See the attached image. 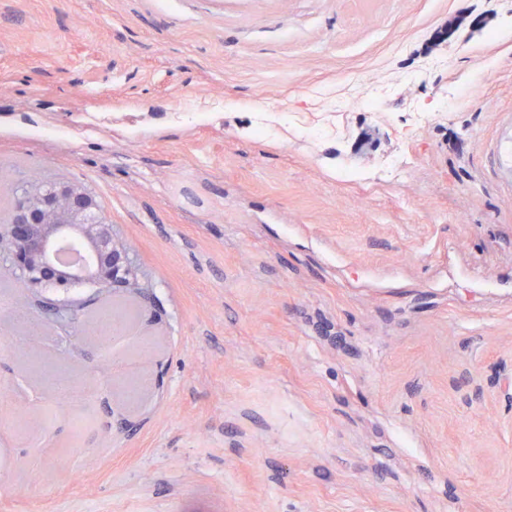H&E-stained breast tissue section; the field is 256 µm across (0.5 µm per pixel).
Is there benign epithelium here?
Returning <instances> with one entry per match:
<instances>
[{
    "mask_svg": "<svg viewBox=\"0 0 512 512\" xmlns=\"http://www.w3.org/2000/svg\"><path fill=\"white\" fill-rule=\"evenodd\" d=\"M0 260L37 293L88 285L150 297L154 283L81 183L36 182L0 222Z\"/></svg>",
    "mask_w": 512,
    "mask_h": 512,
    "instance_id": "benign-epithelium-1",
    "label": "benign epithelium"
}]
</instances>
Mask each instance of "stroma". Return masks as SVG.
Masks as SVG:
<instances>
[{
	"label": "stroma",
	"mask_w": 512,
	"mask_h": 512,
	"mask_svg": "<svg viewBox=\"0 0 512 512\" xmlns=\"http://www.w3.org/2000/svg\"><path fill=\"white\" fill-rule=\"evenodd\" d=\"M511 144L512 0H0V167L97 197L156 343L126 399L0 265V512H512ZM29 371L39 376L53 391L56 402L60 406L73 405L82 396L69 368L51 365L40 359H31Z\"/></svg>",
	"instance_id": "obj_1"
}]
</instances>
